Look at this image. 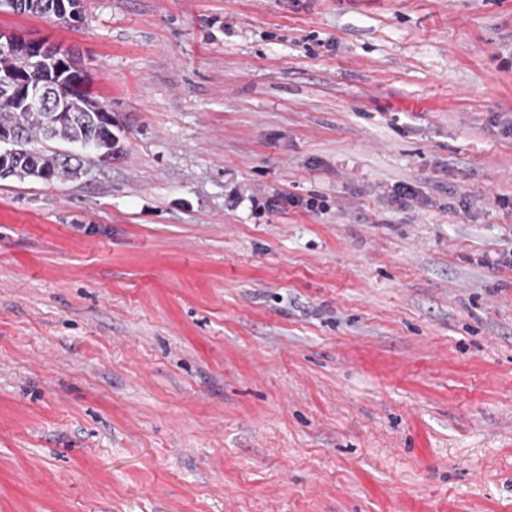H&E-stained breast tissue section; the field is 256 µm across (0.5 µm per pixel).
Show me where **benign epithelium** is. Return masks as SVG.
I'll list each match as a JSON object with an SVG mask.
<instances>
[{
  "mask_svg": "<svg viewBox=\"0 0 512 512\" xmlns=\"http://www.w3.org/2000/svg\"><path fill=\"white\" fill-rule=\"evenodd\" d=\"M49 14L68 24L81 21V0H54ZM0 57L10 61L30 60L42 78L19 92L12 75L0 78V105L8 112H49L57 117L65 112H82L84 108L70 96L73 80L84 78L72 52L42 41L19 35L0 33Z\"/></svg>",
  "mask_w": 512,
  "mask_h": 512,
  "instance_id": "obj_1",
  "label": "benign epithelium"
}]
</instances>
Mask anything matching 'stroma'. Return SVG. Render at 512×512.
I'll return each mask as SVG.
<instances>
[{
  "label": "stroma",
  "mask_w": 512,
  "mask_h": 512,
  "mask_svg": "<svg viewBox=\"0 0 512 512\" xmlns=\"http://www.w3.org/2000/svg\"><path fill=\"white\" fill-rule=\"evenodd\" d=\"M0 32L116 141L0 178V512H512V0Z\"/></svg>",
  "instance_id": "35a3bbf8"
}]
</instances>
